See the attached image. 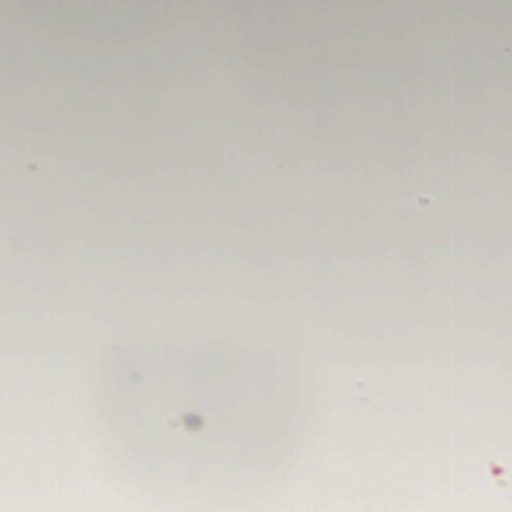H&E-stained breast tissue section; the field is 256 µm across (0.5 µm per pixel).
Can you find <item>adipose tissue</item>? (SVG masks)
<instances>
[{
  "label": "adipose tissue",
  "instance_id": "adipose-tissue-1",
  "mask_svg": "<svg viewBox=\"0 0 512 512\" xmlns=\"http://www.w3.org/2000/svg\"><path fill=\"white\" fill-rule=\"evenodd\" d=\"M45 33L42 64L76 78L83 95L36 113L34 120L0 112V165L14 181L40 186L15 199V217L0 219V369L11 396L47 373L55 396L19 421L0 441V512H512V450H489V426L511 427L512 416L467 408L473 390L512 398V364L499 341L503 302L464 287L498 277L512 248V212L492 190L503 180L500 160L512 139L490 129L492 98L471 99L460 86L512 78V0H385L374 10L324 13L288 8L276 16L249 0L226 13L201 0L193 11L142 9L123 15L63 9L35 17ZM189 28L190 39L167 45L168 65L141 57L136 76L118 66L120 46L161 39ZM295 28L312 55L335 53L321 66L304 63L283 75V28ZM448 35V58L429 47ZM0 97H31L39 85L28 66L31 43L16 20L0 25ZM224 49V75L238 88L236 109L210 103L202 81L165 98L129 97L108 121L94 91L138 83L166 86L171 68L207 72L215 46ZM287 77L292 98L346 99L376 81L394 84L399 112L371 117L349 112L253 109L254 87ZM434 89L436 98L426 96ZM192 103L209 120L186 125L163 119L168 107ZM237 146L262 154L259 167L226 168L221 180L174 179L176 158L220 160ZM389 155L392 167L378 168ZM479 158L488 197L467 201L464 156ZM99 162L103 179L71 166L74 157ZM309 166H302L304 157ZM150 160L152 192L131 177L135 161ZM361 175L354 194L344 184V160ZM393 184L394 222L382 230L353 225L333 234L315 228H245V215L277 207L293 185L292 204L312 216L370 203L371 184ZM435 195L425 196L427 187ZM133 223L112 231L113 210ZM97 211L103 224L52 225L53 216ZM174 214L181 231L158 247L157 225ZM197 268L221 291L172 293L173 273ZM91 268L112 281L85 298L59 290V268ZM32 270L40 290L15 287ZM387 284L394 297L384 320L362 316L341 301L349 288ZM276 316L267 322L281 388L222 415L199 410L157 391L169 375L193 378L199 363H231L244 383L261 382L269 366L246 348L244 311ZM93 328L90 354L76 353L68 335ZM386 365L379 380L377 365ZM96 404L108 437L81 447L62 424L68 412ZM387 406L394 437L377 455H352L353 430ZM478 461L468 484L459 466ZM400 470L386 499L358 500L349 471L379 483ZM443 478H436V471Z\"/></svg>",
  "mask_w": 512,
  "mask_h": 512
}]
</instances>
